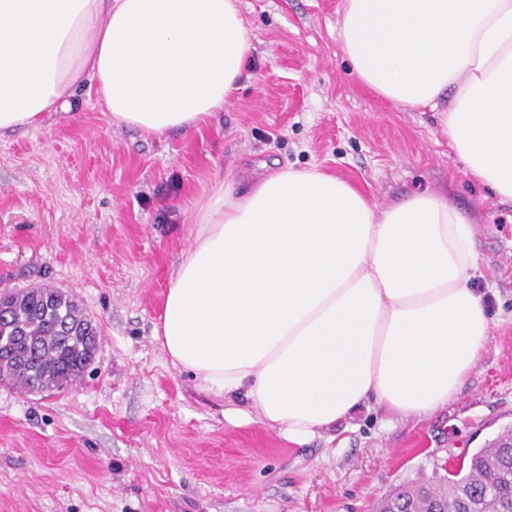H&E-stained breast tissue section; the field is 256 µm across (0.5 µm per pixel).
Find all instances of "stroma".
Instances as JSON below:
<instances>
[{
    "instance_id": "1",
    "label": "stroma",
    "mask_w": 512,
    "mask_h": 512,
    "mask_svg": "<svg viewBox=\"0 0 512 512\" xmlns=\"http://www.w3.org/2000/svg\"><path fill=\"white\" fill-rule=\"evenodd\" d=\"M343 0H239L252 65L223 110L162 137L78 95L72 112L0 136V292L74 294L96 359L62 392L0 383V512H372L512 428V205L466 173L430 109L395 105L351 73ZM316 167L378 204L447 192L473 212L494 327L461 391L431 415L375 406L303 445L235 425L222 396L175 368L155 328L217 176L249 188Z\"/></svg>"
}]
</instances>
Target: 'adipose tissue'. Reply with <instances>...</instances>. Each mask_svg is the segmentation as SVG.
I'll return each mask as SVG.
<instances>
[{
  "label": "adipose tissue",
  "instance_id": "1",
  "mask_svg": "<svg viewBox=\"0 0 512 512\" xmlns=\"http://www.w3.org/2000/svg\"><path fill=\"white\" fill-rule=\"evenodd\" d=\"M255 38L237 0H0V133L69 112L84 90L162 136L223 109ZM338 45L362 84L436 112L467 172L512 201V0H343ZM155 329L204 391L240 396L301 445L367 402L422 418L481 363L494 319L472 217L445 194L380 206L317 168L195 216Z\"/></svg>",
  "mask_w": 512,
  "mask_h": 512
}]
</instances>
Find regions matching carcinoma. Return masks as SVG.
<instances>
[{
  "label": "carcinoma",
  "instance_id": "cac0c4a2",
  "mask_svg": "<svg viewBox=\"0 0 512 512\" xmlns=\"http://www.w3.org/2000/svg\"><path fill=\"white\" fill-rule=\"evenodd\" d=\"M4 337L0 380L23 392H62L80 382L96 351L98 330L73 296L31 288L0 297ZM22 341L12 340L16 334ZM374 512H512V430L476 449L448 477L409 482L374 505Z\"/></svg>",
  "mask_w": 512,
  "mask_h": 512
}]
</instances>
